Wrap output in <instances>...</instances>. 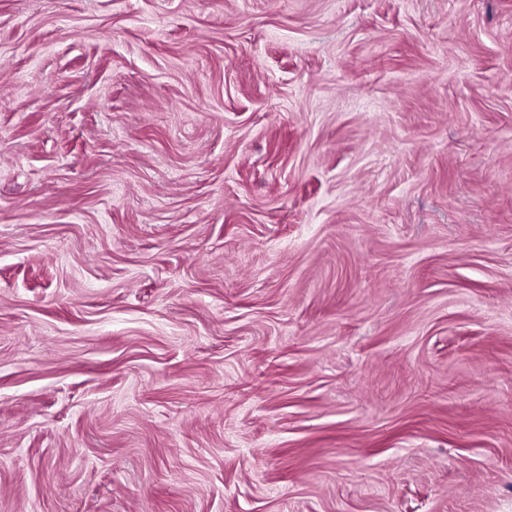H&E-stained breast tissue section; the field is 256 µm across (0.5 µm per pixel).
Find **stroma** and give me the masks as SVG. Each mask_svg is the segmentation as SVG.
Here are the masks:
<instances>
[{
	"label": "stroma",
	"instance_id": "obj_1",
	"mask_svg": "<svg viewBox=\"0 0 512 512\" xmlns=\"http://www.w3.org/2000/svg\"><path fill=\"white\" fill-rule=\"evenodd\" d=\"M0 512H512V0H0Z\"/></svg>",
	"mask_w": 512,
	"mask_h": 512
}]
</instances>
